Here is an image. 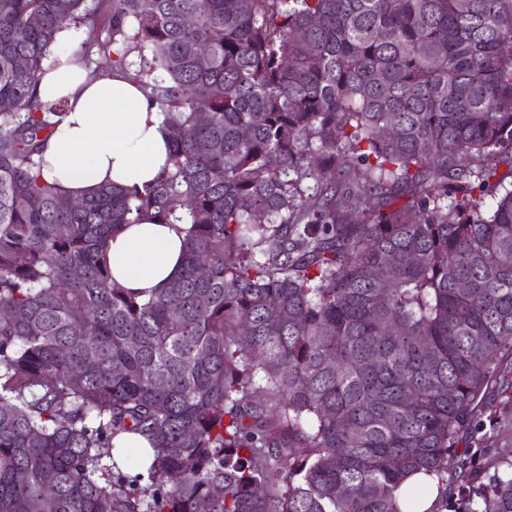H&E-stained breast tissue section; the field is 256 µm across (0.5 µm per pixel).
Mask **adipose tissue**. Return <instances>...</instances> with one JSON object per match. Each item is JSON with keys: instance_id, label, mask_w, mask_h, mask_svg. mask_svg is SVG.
Listing matches in <instances>:
<instances>
[{"instance_id": "ef3b65f1", "label": "adipose tissue", "mask_w": 512, "mask_h": 512, "mask_svg": "<svg viewBox=\"0 0 512 512\" xmlns=\"http://www.w3.org/2000/svg\"><path fill=\"white\" fill-rule=\"evenodd\" d=\"M38 85L45 101L66 100L63 120L43 146L42 175L73 200L113 183L143 187L169 168V132L157 109L121 76L92 78L67 53ZM184 227L145 218L113 231L105 259L113 281L142 297L167 287L184 261Z\"/></svg>"}]
</instances>
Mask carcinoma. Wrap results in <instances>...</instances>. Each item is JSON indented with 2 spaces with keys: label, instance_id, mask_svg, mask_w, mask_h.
Segmentation results:
<instances>
[{
  "label": "carcinoma",
  "instance_id": "obj_1",
  "mask_svg": "<svg viewBox=\"0 0 512 512\" xmlns=\"http://www.w3.org/2000/svg\"><path fill=\"white\" fill-rule=\"evenodd\" d=\"M99 2L0 0V512H410L417 472L431 512H512V459L460 448L512 357V0ZM102 23L78 60L152 101L171 167L75 202L36 88ZM151 211L188 228L142 299L104 250ZM74 32V36H72ZM106 36V31L103 29V26H98L96 28L92 27H80L74 28V30H65L61 33L60 39H68L65 42H60L54 49L53 55L58 50H66L71 54L74 52H84L86 48H88L92 43H94L97 39L104 38ZM112 444L115 448L112 451L113 457L120 465L121 448H141V463L140 466L135 469L134 474L142 473L145 476L147 475L148 469L154 459V452L149 440L138 434L121 433L112 440Z\"/></svg>",
  "mask_w": 512,
  "mask_h": 512
}]
</instances>
